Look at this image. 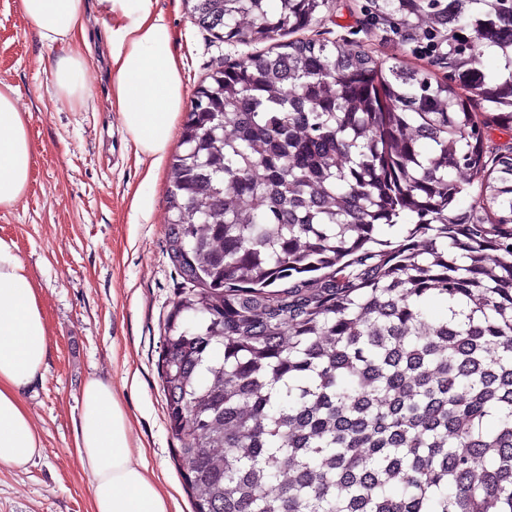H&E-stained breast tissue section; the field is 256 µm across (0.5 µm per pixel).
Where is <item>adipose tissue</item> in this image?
<instances>
[{
  "instance_id": "1",
  "label": "adipose tissue",
  "mask_w": 512,
  "mask_h": 512,
  "mask_svg": "<svg viewBox=\"0 0 512 512\" xmlns=\"http://www.w3.org/2000/svg\"><path fill=\"white\" fill-rule=\"evenodd\" d=\"M110 36L112 109L135 155L168 151L185 106L172 29L156 0H98ZM40 41L60 46L52 76L60 99L80 106L90 57L85 44L87 0H20ZM12 87H0V208L24 195L34 149ZM49 333L40 290L17 244L0 237V466L23 469L43 451L21 393L43 377ZM74 448L90 478L91 512H170L171 500L129 438L130 419L111 383L92 378L80 388Z\"/></svg>"
}]
</instances>
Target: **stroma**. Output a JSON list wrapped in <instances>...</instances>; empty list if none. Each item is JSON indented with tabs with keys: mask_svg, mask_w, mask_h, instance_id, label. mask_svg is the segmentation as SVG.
<instances>
[{
	"mask_svg": "<svg viewBox=\"0 0 512 512\" xmlns=\"http://www.w3.org/2000/svg\"><path fill=\"white\" fill-rule=\"evenodd\" d=\"M360 0H331L312 33L333 40L356 36L381 61L414 56L359 31ZM177 37L186 96L222 62L263 51V44H228L191 20L186 7L158 0ZM94 64L82 106L55 96L51 64L57 46L42 44L19 9L0 0V83L16 91L35 150L26 194L0 210V236L12 239L41 290L50 345L43 380L23 401L42 437L43 452L26 468L0 467V512H91L90 482L74 443L82 382H110L131 419L130 440L174 512H192L174 461L158 361L161 330L182 288L167 251L166 196L173 153L136 159L109 101L107 33L91 21Z\"/></svg>",
	"mask_w": 512,
	"mask_h": 512,
	"instance_id": "stroma-1",
	"label": "stroma"
}]
</instances>
